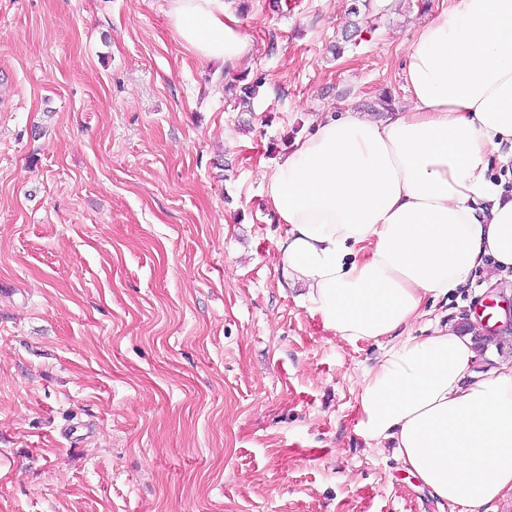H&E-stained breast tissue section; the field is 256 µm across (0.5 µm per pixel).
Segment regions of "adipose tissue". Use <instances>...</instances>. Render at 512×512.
I'll use <instances>...</instances> for the list:
<instances>
[{
    "label": "adipose tissue",
    "instance_id": "1",
    "mask_svg": "<svg viewBox=\"0 0 512 512\" xmlns=\"http://www.w3.org/2000/svg\"><path fill=\"white\" fill-rule=\"evenodd\" d=\"M181 46L233 69L253 44L235 0H170ZM407 104L377 120L326 113L264 168L266 199L288 231L287 283L325 329L383 342L365 370L357 432L390 441L407 472L466 512L512 499V361L476 370L472 334L401 329L472 272L512 277V0H456L425 19L408 51Z\"/></svg>",
    "mask_w": 512,
    "mask_h": 512
}]
</instances>
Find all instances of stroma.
<instances>
[{
	"label": "stroma",
	"instance_id": "1",
	"mask_svg": "<svg viewBox=\"0 0 512 512\" xmlns=\"http://www.w3.org/2000/svg\"><path fill=\"white\" fill-rule=\"evenodd\" d=\"M452 3L371 0L347 41L353 0H250L238 112L168 0H0V512H452L356 433L380 350L284 287L260 170L324 113L404 105ZM235 82L224 84V95L226 102L231 105L233 110L239 112L253 111L254 100L258 95V88L261 87V81L255 80L248 83L244 76L236 77Z\"/></svg>",
	"mask_w": 512,
	"mask_h": 512
}]
</instances>
